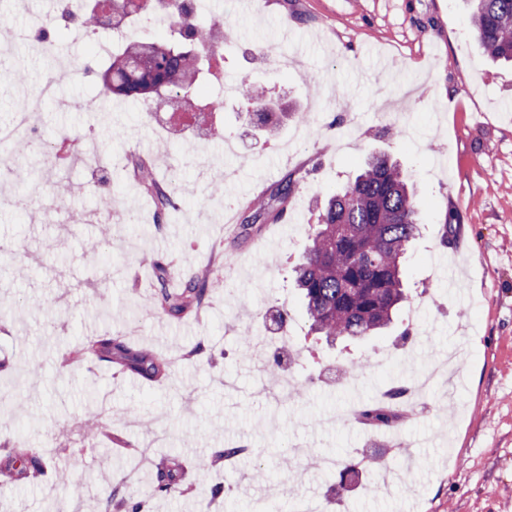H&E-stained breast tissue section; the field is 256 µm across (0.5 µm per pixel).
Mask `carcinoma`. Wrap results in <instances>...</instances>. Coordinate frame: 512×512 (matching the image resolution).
<instances>
[{"mask_svg": "<svg viewBox=\"0 0 512 512\" xmlns=\"http://www.w3.org/2000/svg\"><path fill=\"white\" fill-rule=\"evenodd\" d=\"M471 34L484 53L495 61L512 63V0H467ZM138 43L130 42L112 54L101 94L149 100L153 87L165 85L170 93L188 94L190 78L199 74L202 61L189 58L164 42H152L156 51L145 69L132 59ZM237 92L256 107L254 115L266 131L280 127L281 120L305 122L303 112H276L267 100L266 88L256 82H242ZM141 187L152 194L157 213L178 206L177 199L141 170ZM251 222L279 218L265 201L250 206ZM420 203L408 174L386 155H374L353 181L333 193L295 267L296 285L301 290L310 330L326 339L354 340L382 330L393 322L397 308L408 301L403 265L407 247L419 226ZM172 271L167 263L156 265L154 309L180 318L201 307L214 282L209 268L191 273L173 293L167 288ZM70 363L107 362L152 381L167 374L171 361L150 349H134L110 338L86 340L69 352ZM363 414L376 427L397 424L391 410L375 404ZM45 459L38 448L17 444L3 458V469L15 482L37 480L44 475ZM181 462L164 455L152 474L149 497H123L114 489L106 502L117 500L125 512H145L148 498L181 493Z\"/></svg>", "mask_w": 512, "mask_h": 512, "instance_id": "1", "label": "carcinoma"}]
</instances>
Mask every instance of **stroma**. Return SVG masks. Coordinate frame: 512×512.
Segmentation results:
<instances>
[{
    "instance_id": "35a3bbf8",
    "label": "stroma",
    "mask_w": 512,
    "mask_h": 512,
    "mask_svg": "<svg viewBox=\"0 0 512 512\" xmlns=\"http://www.w3.org/2000/svg\"><path fill=\"white\" fill-rule=\"evenodd\" d=\"M218 12L224 136L198 153L181 145L195 133L187 117L120 96L100 111L98 61L80 82L61 78L69 111L40 104L43 139L60 127L94 132L105 167H69L63 208L44 195L50 172L23 169L13 192L24 209L0 207V309L10 312L0 320V383L15 387L0 410V446L54 449L78 423L83 450L54 454L36 483L0 482V512H103L113 485L145 489L141 453L196 461L239 446L233 464L182 478L184 493L154 498L151 512H295L300 498L319 512H512V67L482 55L463 0H257L249 14L220 0ZM44 73L40 59L0 54V125ZM246 78L270 84L273 100L307 122L263 131L234 91ZM374 152L417 186L422 227L406 286L434 299L419 325L402 311L379 335L332 347L311 334L292 267L325 196ZM139 159L162 186H176L179 209L158 215L137 182ZM290 178L296 189L283 205L278 190ZM36 180L42 193L30 190ZM258 195L283 207L278 221L244 223ZM158 260L180 274L218 265L223 279L194 317L129 316L152 296ZM279 310L286 323L274 321ZM283 330L296 352L276 375H295L293 399L275 396L255 359L258 343L265 360L283 357ZM92 333L169 354V379L61 366ZM451 348L463 352L455 393L429 389V411L388 431L333 422L382 388L409 385ZM346 357L368 364L344 373L337 362ZM100 412L111 414V430L88 425ZM368 453L402 481L361 496L367 473L318 468L325 456L349 463ZM217 483L224 494L215 499Z\"/></svg>"
}]
</instances>
